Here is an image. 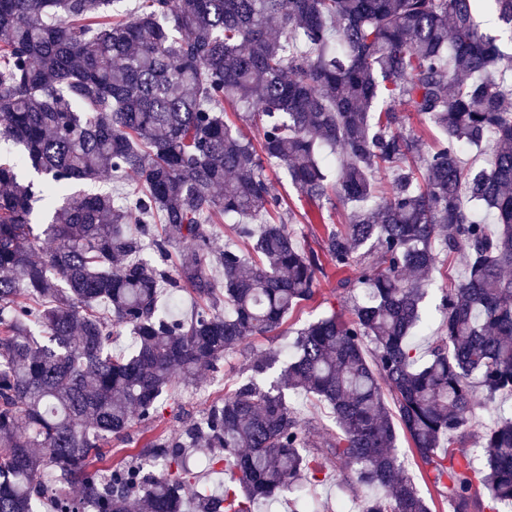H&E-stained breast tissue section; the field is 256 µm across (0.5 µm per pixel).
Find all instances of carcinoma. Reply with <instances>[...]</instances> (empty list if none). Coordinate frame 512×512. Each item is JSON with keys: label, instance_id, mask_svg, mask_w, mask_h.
Wrapping results in <instances>:
<instances>
[{"label": "carcinoma", "instance_id": "cac0c4a2", "mask_svg": "<svg viewBox=\"0 0 512 512\" xmlns=\"http://www.w3.org/2000/svg\"><path fill=\"white\" fill-rule=\"evenodd\" d=\"M114 2L0 0V140L22 147L0 163V512H254L332 465L372 491L362 512H431L400 431L453 512H471L479 486L485 512L512 506V410L474 452L453 448L479 399L512 395V53L475 22L485 0H147L128 19L108 15ZM492 2L512 37V0ZM401 103L439 147L405 131ZM465 151L487 166L465 170ZM268 166L346 209L320 251L296 244ZM112 174L140 189L63 195ZM226 218L247 251L214 250ZM462 250L423 360L412 333L430 277ZM324 256L359 267L336 283L348 314L254 355L200 417L108 463L164 395L312 300ZM163 288L194 297L191 318L163 313ZM124 332L135 347L115 353ZM290 390L332 410L315 452ZM198 452L229 480L190 498Z\"/></svg>", "mask_w": 512, "mask_h": 512}]
</instances>
